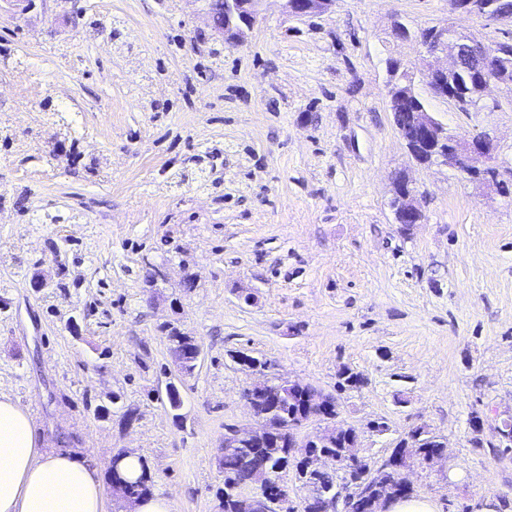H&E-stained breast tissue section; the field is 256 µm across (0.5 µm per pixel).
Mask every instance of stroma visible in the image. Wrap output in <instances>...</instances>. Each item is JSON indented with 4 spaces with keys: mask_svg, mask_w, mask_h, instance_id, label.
Masks as SVG:
<instances>
[{
    "mask_svg": "<svg viewBox=\"0 0 512 512\" xmlns=\"http://www.w3.org/2000/svg\"><path fill=\"white\" fill-rule=\"evenodd\" d=\"M398 23L512 29L448 0L302 18L265 0L231 43L209 0H0V397L98 469L104 512H126L119 451L172 512H222L224 433L254 424L242 355L334 397L368 464L412 430L439 436L443 460L408 474L438 512L488 496L512 512V194L412 159L388 66L450 134L492 137L505 177L512 88L466 112L435 97ZM400 174L422 223L395 221ZM173 327L203 349L192 373ZM345 368L361 386L338 388ZM125 456V451H120L112 456L113 469L115 468L119 470L120 465V470L125 473L129 480L132 481L136 480L141 473L142 475L137 481L130 482L124 478L121 472L114 471L111 466L112 487L114 485L119 486L117 492H119L124 497L140 498L142 496L151 494V478L143 463L141 467L140 457L135 454H129L126 457Z\"/></svg>",
    "mask_w": 512,
    "mask_h": 512,
    "instance_id": "obj_1",
    "label": "stroma"
}]
</instances>
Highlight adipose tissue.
<instances>
[{"label": "adipose tissue", "instance_id": "adipose-tissue-1", "mask_svg": "<svg viewBox=\"0 0 512 512\" xmlns=\"http://www.w3.org/2000/svg\"><path fill=\"white\" fill-rule=\"evenodd\" d=\"M0 512H104L99 472L48 453L27 408L0 398Z\"/></svg>", "mask_w": 512, "mask_h": 512}]
</instances>
